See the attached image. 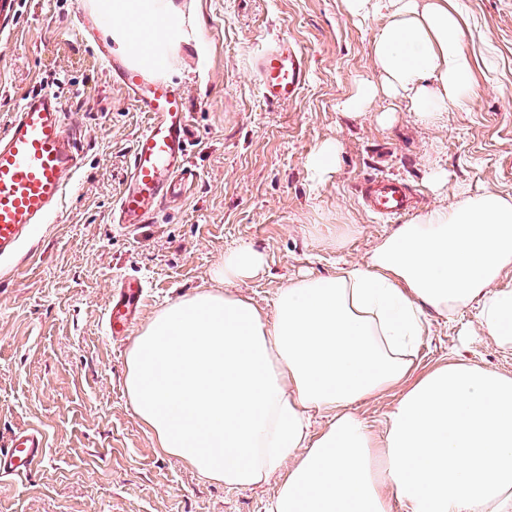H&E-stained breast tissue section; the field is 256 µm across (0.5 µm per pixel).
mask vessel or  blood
I'll list each match as a JSON object with an SVG mask.
<instances>
[{"instance_id": "vessel-or-blood-1", "label": "vessel or blood", "mask_w": 512, "mask_h": 512, "mask_svg": "<svg viewBox=\"0 0 512 512\" xmlns=\"http://www.w3.org/2000/svg\"><path fill=\"white\" fill-rule=\"evenodd\" d=\"M107 67L139 111L148 115L134 139L127 178L112 206V221L125 230L147 223L183 184L198 174L190 157L194 146L191 114L185 97L159 76L140 67L108 61ZM259 90L271 103H283L305 85L304 53L287 40L268 43L252 63ZM83 157L68 129L58 91L40 87L28 92L8 126L0 130V259L13 258L39 225L56 215L67 181L80 170ZM359 193L367 209L384 216L411 210L408 188L399 180L373 176ZM144 307V284L134 275L114 280L104 312L108 335L119 337L138 320ZM41 431H15L0 448V480H19L45 460Z\"/></svg>"}]
</instances>
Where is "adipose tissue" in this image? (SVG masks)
Masks as SVG:
<instances>
[{
	"mask_svg": "<svg viewBox=\"0 0 512 512\" xmlns=\"http://www.w3.org/2000/svg\"><path fill=\"white\" fill-rule=\"evenodd\" d=\"M375 33L387 94L420 121L468 110L472 64L451 0H389ZM119 53L147 66L182 43L171 0H89ZM399 225L367 262L278 293L273 312L229 293L264 256L225 253L215 289L156 314L127 356L129 401L161 450L230 488L282 472L271 512H512V375L464 362L419 371L424 311L481 307L512 349V199L458 190ZM396 389L382 436L354 412ZM327 412L324 427L312 415Z\"/></svg>",
	"mask_w": 512,
	"mask_h": 512,
	"instance_id": "adipose-tissue-1",
	"label": "adipose tissue"
}]
</instances>
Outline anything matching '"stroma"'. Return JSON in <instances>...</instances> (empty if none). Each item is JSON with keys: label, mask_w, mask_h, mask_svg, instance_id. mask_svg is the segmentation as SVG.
<instances>
[{"label": "stroma", "mask_w": 512, "mask_h": 512, "mask_svg": "<svg viewBox=\"0 0 512 512\" xmlns=\"http://www.w3.org/2000/svg\"><path fill=\"white\" fill-rule=\"evenodd\" d=\"M19 2L0 13V130L32 88L53 87L83 164L56 217L0 266V445L22 428L48 437L36 472L0 483V512H270L278 477L230 489L157 448L125 392L127 353L156 313L213 288V269L239 246L262 252L265 266L233 290L269 313L290 280L365 263L400 221L361 206L364 178L408 184L415 217L455 205L460 186L512 196V0H454L472 101L434 125L382 91L371 43L384 17L360 22L344 0H173L191 40L167 56L165 78L189 99L199 177L187 200L133 232L110 218L147 117L99 57L112 42L85 0ZM278 37L308 59L305 86L281 105L263 99L252 71ZM367 84L379 89L370 107L344 112ZM328 140L339 144L336 166L316 185L306 158ZM436 168L442 192L429 184ZM124 273L144 280L147 301L114 340L103 314ZM457 361L512 374V350L484 332L477 306L451 319L426 314L421 370Z\"/></svg>", "instance_id": "stroma-1"}]
</instances>
